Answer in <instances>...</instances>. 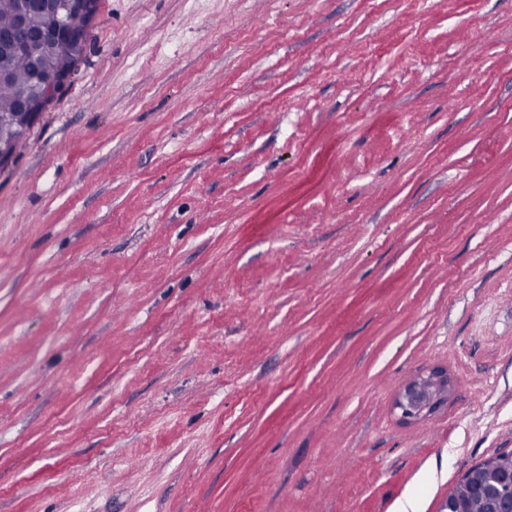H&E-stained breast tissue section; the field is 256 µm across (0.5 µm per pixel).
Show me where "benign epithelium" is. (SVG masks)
Returning a JSON list of instances; mask_svg holds the SVG:
<instances>
[{
    "label": "benign epithelium",
    "mask_w": 512,
    "mask_h": 512,
    "mask_svg": "<svg viewBox=\"0 0 512 512\" xmlns=\"http://www.w3.org/2000/svg\"><path fill=\"white\" fill-rule=\"evenodd\" d=\"M45 12L55 15L57 26L52 32L39 34L36 42L27 45L28 52L36 55L52 51L63 41L69 45V59L58 69L46 73L35 67L32 84L24 90L19 108L0 115V167L8 166L19 137L35 124L50 104L55 90L63 87L76 70L86 49L88 32L96 19L97 0H17V28L0 33V42L7 48L14 46L17 31L34 25L37 17ZM76 13L85 18L86 25L82 29L70 25V17ZM448 389V373L432 370L407 383L397 395L394 408L404 422L421 420L448 398ZM479 472L492 477L489 487L478 486L480 491L489 490V512H512V454L487 458L470 470L463 481L470 482Z\"/></svg>",
    "instance_id": "7a95c632"
}]
</instances>
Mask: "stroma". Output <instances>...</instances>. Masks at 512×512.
<instances>
[{"instance_id": "35a3bbf8", "label": "stroma", "mask_w": 512, "mask_h": 512, "mask_svg": "<svg viewBox=\"0 0 512 512\" xmlns=\"http://www.w3.org/2000/svg\"><path fill=\"white\" fill-rule=\"evenodd\" d=\"M500 453L512 0H99L0 168V512H441ZM449 383L448 373L439 369L415 377L395 399L400 419L411 422L429 416L448 398Z\"/></svg>"}]
</instances>
